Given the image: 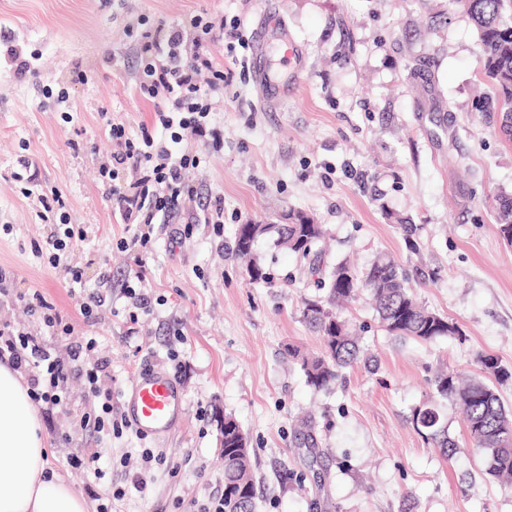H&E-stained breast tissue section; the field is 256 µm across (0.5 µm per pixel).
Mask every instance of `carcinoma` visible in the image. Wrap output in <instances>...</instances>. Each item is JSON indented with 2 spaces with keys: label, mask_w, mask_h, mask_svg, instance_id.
Wrapping results in <instances>:
<instances>
[{
  "label": "carcinoma",
  "mask_w": 512,
  "mask_h": 512,
  "mask_svg": "<svg viewBox=\"0 0 512 512\" xmlns=\"http://www.w3.org/2000/svg\"><path fill=\"white\" fill-rule=\"evenodd\" d=\"M459 5L473 22L480 44L483 76L493 94L478 106L480 112H495L499 130L512 141V0H450ZM493 212L496 231L512 244V197L498 195ZM277 235V245L309 261L311 274L323 273L314 251L324 236L323 226L299 220L292 224H265L259 235ZM255 240L236 235L235 251L250 259L247 272L251 280L267 279L253 261ZM367 294L370 305L385 330L398 338H415L433 343L462 336L457 323L425 307L400 275L398 267L376 260L361 276L346 262L336 264L328 275L326 299H304L302 316L319 334L322 349L317 354H289L298 360L306 385L316 392L333 388L342 370L361 364L376 369L371 356L352 335L342 311L360 295ZM476 363L499 383L512 379V372L491 355L479 354ZM434 399L413 410L411 422L419 434L439 449L445 458L459 446L448 434V421L440 409L447 400L464 414L466 433L472 450L479 453L484 473L491 478L512 476V409L505 406L496 386L479 378L464 381L457 373L439 372L434 376ZM224 512H256V477L251 465L249 440L238 421L224 415Z\"/></svg>",
  "instance_id": "carcinoma-1"
}]
</instances>
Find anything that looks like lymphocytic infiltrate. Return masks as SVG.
<instances>
[{
  "mask_svg": "<svg viewBox=\"0 0 512 512\" xmlns=\"http://www.w3.org/2000/svg\"><path fill=\"white\" fill-rule=\"evenodd\" d=\"M243 35L238 24H227L201 15L193 16L188 24L170 26L164 34L143 32L137 57V78L142 96L158 100L155 113L157 124L168 131L169 138L155 141L149 130L140 136L130 135L125 126L114 123L110 137L114 145L112 162L102 167L100 175L105 195L119 211L123 223L151 225L170 223L181 202L201 200L202 214H191V223H222L224 203L202 200L196 186L185 181L183 172L204 163V155L183 149L185 134L219 147L224 134L212 123V99L224 90V67L217 62L220 50L235 51ZM210 73L208 84H201L203 73ZM44 212L58 216L63 235L54 239L52 266L62 267L66 278L81 283L80 268L61 266L62 250L77 244L84 237L82 228L71 224L66 202L57 191L39 195ZM97 342L88 339L70 348L68 357H59L45 341L31 333L0 325V360L15 366H29V395L45 418L64 404L65 385L73 373L84 375L92 397L101 399L100 412L89 413L85 422L94 432H122L127 422L112 415V393L102 389L101 381L109 374V362L100 358L83 362V352L95 350Z\"/></svg>",
  "mask_w": 512,
  "mask_h": 512,
  "instance_id": "lymphocytic-infiltrate-1",
  "label": "lymphocytic infiltrate"
}]
</instances>
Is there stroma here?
Returning a JSON list of instances; mask_svg holds the SVG:
<instances>
[{"label":"stroma","mask_w":512,"mask_h":512,"mask_svg":"<svg viewBox=\"0 0 512 512\" xmlns=\"http://www.w3.org/2000/svg\"><path fill=\"white\" fill-rule=\"evenodd\" d=\"M268 8L282 18L266 36L268 63L278 64L282 38L298 47L279 95L261 103L252 72L235 69L212 115L224 146L196 143L207 158L186 173L223 197L224 221L191 224L181 214L153 225L132 280L119 247L132 233L104 195L100 170L112 152L109 122L164 136L156 101L137 88L136 34L204 12L240 20L251 42ZM11 48L28 62L26 78L15 74ZM479 56L473 23L448 0H0V269L15 288L0 296V324L45 335L19 299L40 293L72 326L45 336L58 354L96 338V356L111 362L116 409L152 368L171 372L185 399L163 441L131 429L97 434L84 425L96 406L88 384L71 376L48 434L51 467L83 493L126 488L112 512H200L224 491L229 413L249 438L257 512H512V483L483 474L453 405L444 408L460 446L452 460L411 423L438 367L477 377L480 353L512 367V245L490 214L494 195L512 196V144L499 136L496 113L474 109L489 90ZM21 155L37 170L29 198L12 176ZM51 189L86 232L64 263L81 267L82 291L110 298L91 323L48 262L54 226L38 218L36 196ZM290 213L325 227V266L394 261L419 301L457 322L462 337L396 338L360 296L344 316L377 368L345 370L332 391H313L288 349L320 351L301 310L325 289L271 237L253 254L266 280H250L234 253L240 224H281ZM406 224L416 227L413 239ZM128 279L152 298L134 324ZM307 433L315 451L303 444ZM146 448L153 461L142 459ZM94 452L102 475L75 473L70 457Z\"/></svg>","instance_id":"1"}]
</instances>
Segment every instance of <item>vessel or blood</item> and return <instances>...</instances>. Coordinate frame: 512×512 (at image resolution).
Returning a JSON list of instances; mask_svg holds the SVG:
<instances>
[{"label":"vessel or blood","mask_w":512,"mask_h":512,"mask_svg":"<svg viewBox=\"0 0 512 512\" xmlns=\"http://www.w3.org/2000/svg\"><path fill=\"white\" fill-rule=\"evenodd\" d=\"M182 391L174 376L164 370L141 372L125 393L128 420L141 435L165 438L178 425Z\"/></svg>","instance_id":"obj_1"}]
</instances>
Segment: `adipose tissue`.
Instances as JSON below:
<instances>
[{"label": "adipose tissue", "instance_id": "obj_1", "mask_svg": "<svg viewBox=\"0 0 512 512\" xmlns=\"http://www.w3.org/2000/svg\"><path fill=\"white\" fill-rule=\"evenodd\" d=\"M47 446L20 372L0 363V512H90L73 481L48 467Z\"/></svg>", "mask_w": 512, "mask_h": 512}]
</instances>
